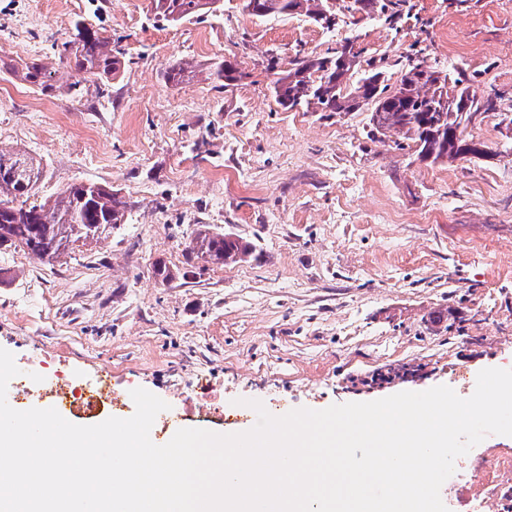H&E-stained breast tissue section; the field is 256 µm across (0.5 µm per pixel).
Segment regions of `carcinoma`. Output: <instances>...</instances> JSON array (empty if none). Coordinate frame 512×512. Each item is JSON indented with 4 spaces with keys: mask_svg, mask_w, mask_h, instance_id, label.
<instances>
[{
    "mask_svg": "<svg viewBox=\"0 0 512 512\" xmlns=\"http://www.w3.org/2000/svg\"><path fill=\"white\" fill-rule=\"evenodd\" d=\"M151 4L154 17L170 24L224 11V0H151ZM241 8L253 17L256 8L265 16L304 15L323 28L336 20V0H242ZM81 46L73 54L65 43L58 49L59 58L76 75L108 79L120 72L123 62L110 38L87 29L81 34ZM359 55L346 41L325 55L294 60L273 81L277 104L288 111L307 112H351L370 105L373 128L393 138L398 147L412 143L416 160L443 164L471 159L461 126L482 106L496 109L497 98L480 102L461 78H452L423 60L409 66L395 94L380 72L352 85L350 74ZM11 71L41 90L55 87L56 71L39 59L13 66ZM235 73L236 68L222 60L212 64L207 79L222 85L236 80ZM39 179V166L30 158L0 151V246L9 243L51 264L75 242L95 240L105 228L125 223L128 203L124 197L95 184H74L53 200L29 202ZM252 252L249 241L201 231L189 254L207 263L232 265Z\"/></svg>",
    "mask_w": 512,
    "mask_h": 512,
    "instance_id": "1",
    "label": "carcinoma"
}]
</instances>
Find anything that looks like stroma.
<instances>
[{
    "mask_svg": "<svg viewBox=\"0 0 512 512\" xmlns=\"http://www.w3.org/2000/svg\"><path fill=\"white\" fill-rule=\"evenodd\" d=\"M111 38L124 69L76 91L56 47L78 26ZM396 85L409 57L500 94L464 134L487 154L423 165L372 132L370 107L288 112L276 69L344 40ZM56 68L43 92L0 71V151L41 170L35 201L93 183L125 224L48 265L0 246V347L92 380L109 369L186 410V427L244 431L247 401L274 415L445 385L473 394L512 369V0H404L400 19L340 11H224L169 24L147 0H0V61ZM231 62L219 87L205 70ZM196 78L166 82L173 62ZM254 244L234 265L189 258L198 230ZM171 271L156 278L155 263ZM218 413L203 420L198 375Z\"/></svg>",
    "mask_w": 512,
    "mask_h": 512,
    "instance_id": "35a3bbf8",
    "label": "stroma"
}]
</instances>
